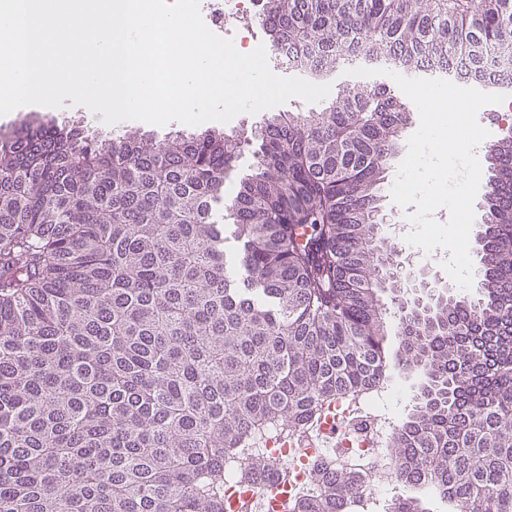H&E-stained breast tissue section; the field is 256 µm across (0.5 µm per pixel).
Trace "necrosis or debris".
Segmentation results:
<instances>
[{"instance_id": "necrosis-or-debris-1", "label": "necrosis or debris", "mask_w": 512, "mask_h": 512, "mask_svg": "<svg viewBox=\"0 0 512 512\" xmlns=\"http://www.w3.org/2000/svg\"><path fill=\"white\" fill-rule=\"evenodd\" d=\"M259 0H205L203 14L216 32L246 35V13ZM345 70H388L409 78L458 81L454 66L437 64L410 68L384 57L359 53L348 57ZM400 389L383 377L369 389L324 400L317 411L299 426L285 423L265 426L253 441L267 462L263 478L249 475L242 463L224 473V512H280L278 497L295 500L318 488L322 471H358L365 479L363 494L391 500L398 490L397 471L385 452L396 418L389 411Z\"/></svg>"}]
</instances>
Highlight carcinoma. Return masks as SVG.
<instances>
[{
    "instance_id": "obj_1",
    "label": "carcinoma",
    "mask_w": 512,
    "mask_h": 512,
    "mask_svg": "<svg viewBox=\"0 0 512 512\" xmlns=\"http://www.w3.org/2000/svg\"><path fill=\"white\" fill-rule=\"evenodd\" d=\"M259 21L329 72L363 48L512 53V0H264ZM410 120L395 89L353 84L238 134L1 136L0 512H224V457L253 430L393 366L424 377L387 448L402 486L512 512V128L486 155L478 298L407 299L378 188ZM362 484L327 472L289 512H346Z\"/></svg>"
}]
</instances>
